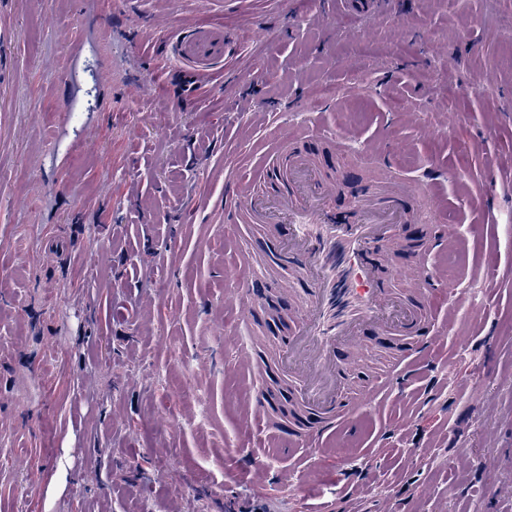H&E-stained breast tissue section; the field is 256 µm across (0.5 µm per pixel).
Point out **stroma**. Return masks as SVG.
Here are the masks:
<instances>
[{"mask_svg":"<svg viewBox=\"0 0 512 512\" xmlns=\"http://www.w3.org/2000/svg\"><path fill=\"white\" fill-rule=\"evenodd\" d=\"M508 17L512 0H377L350 17L317 0H0V512H309L339 493L319 458L302 467L243 418L233 367L237 344L270 341L237 326L224 265L249 247L265 288L274 241L225 223V191L262 178L256 155L298 113L351 138L349 176L366 177L374 144L392 173L438 182L439 201L413 202L421 235L453 226L494 272L415 386L337 440L366 512H512L488 494L512 485ZM363 40L380 52L356 71ZM426 261L436 307L471 288L446 248ZM459 453L483 471L449 467ZM269 463L292 483L257 485Z\"/></svg>","mask_w":512,"mask_h":512,"instance_id":"stroma-1","label":"stroma"}]
</instances>
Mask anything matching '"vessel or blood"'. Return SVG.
I'll use <instances>...</instances> for the list:
<instances>
[{
	"label": "vessel or blood",
	"instance_id": "obj_1",
	"mask_svg": "<svg viewBox=\"0 0 512 512\" xmlns=\"http://www.w3.org/2000/svg\"><path fill=\"white\" fill-rule=\"evenodd\" d=\"M299 135L321 139L334 153L349 149L345 140L316 124ZM266 166L264 190L230 185L224 221L265 224L279 235L274 263L289 269L291 283L281 286L280 293L291 308L288 342L277 350L272 367L289 382L297 402L284 430L289 447L309 448L325 458L329 441L353 428L349 394L365 403L386 387L412 384L415 362L430 357L439 342L436 327L452 328L456 309L468 296L449 298L447 311L435 318L433 277L417 276L413 290H399L383 264L370 259V243L400 246V225L423 220L421 213L405 207L412 196L406 184L389 179L361 188L348 211L341 213L336 209L335 180L287 137H280ZM251 263L250 253L240 250L231 306L242 324L255 316L260 302L248 272ZM369 325L395 337L404 349L374 382L351 391L346 366L363 359V332Z\"/></svg>",
	"mask_w": 512,
	"mask_h": 512
}]
</instances>
